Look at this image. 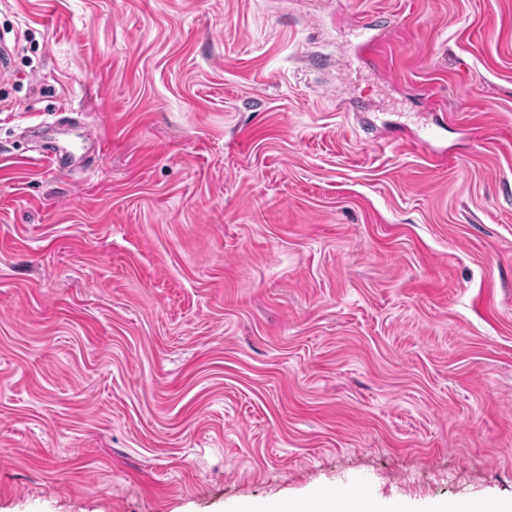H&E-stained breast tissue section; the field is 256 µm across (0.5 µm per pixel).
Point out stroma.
Masks as SVG:
<instances>
[{"label": "stroma", "mask_w": 512, "mask_h": 512, "mask_svg": "<svg viewBox=\"0 0 512 512\" xmlns=\"http://www.w3.org/2000/svg\"><path fill=\"white\" fill-rule=\"evenodd\" d=\"M0 61V512L512 503V0H0Z\"/></svg>", "instance_id": "35a3bbf8"}]
</instances>
